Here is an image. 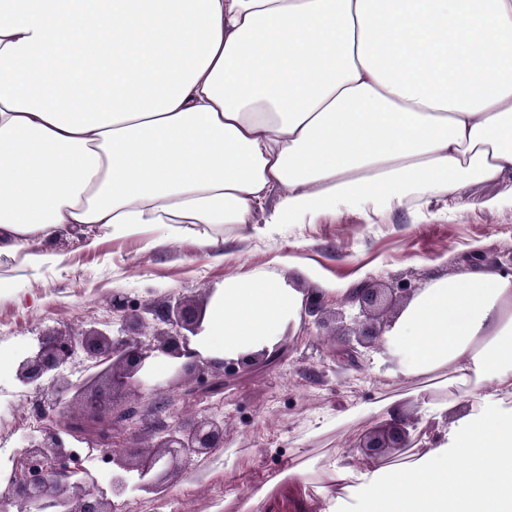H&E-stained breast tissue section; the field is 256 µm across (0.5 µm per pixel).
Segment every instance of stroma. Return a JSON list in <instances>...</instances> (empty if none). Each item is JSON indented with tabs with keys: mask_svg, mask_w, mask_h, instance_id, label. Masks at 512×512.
<instances>
[{
	"mask_svg": "<svg viewBox=\"0 0 512 512\" xmlns=\"http://www.w3.org/2000/svg\"><path fill=\"white\" fill-rule=\"evenodd\" d=\"M427 220L401 210L381 223L344 213L336 220L306 224L268 237H232L229 256L217 262L204 250L177 243L143 252L136 241H106L87 251L70 242L60 266L35 277L0 261V277L25 278L24 289L0 297V349L27 355L36 336L58 329L79 332L101 327L109 317L113 293L156 306L182 297L207 305L226 276L261 268L281 269L280 260L315 267L327 280L381 283L420 290L431 274L455 276L473 256L489 268H512V210H448L432 203ZM338 323L317 328L303 321L289 333L285 359L276 366L228 379L223 395L211 403L224 413V447L196 458L172 486L166 503L131 494L129 512H225L224 499L240 495V484H226L225 474L245 473L248 482L266 480L281 471L289 455L306 449L316 457L350 448L379 426V403L412 390V382L384 373L346 369L331 362L328 348ZM327 362L325 377H307V368ZM34 387L17 380L0 382V448H19L35 436L26 427ZM363 407L356 419L326 434H314L315 414Z\"/></svg>",
	"mask_w": 512,
	"mask_h": 512,
	"instance_id": "35a3bbf8",
	"label": "stroma"
}]
</instances>
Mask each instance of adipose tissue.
<instances>
[{"label":"adipose tissue","instance_id":"1","mask_svg":"<svg viewBox=\"0 0 512 512\" xmlns=\"http://www.w3.org/2000/svg\"><path fill=\"white\" fill-rule=\"evenodd\" d=\"M487 186L484 194L474 193ZM434 201L512 209V0H0V258L262 237ZM306 295L225 277L190 346L279 349ZM394 459L290 457L263 512H512V269L434 276L383 336Z\"/></svg>","mask_w":512,"mask_h":512}]
</instances>
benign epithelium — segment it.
<instances>
[{"label": "benign epithelium", "mask_w": 512, "mask_h": 512, "mask_svg": "<svg viewBox=\"0 0 512 512\" xmlns=\"http://www.w3.org/2000/svg\"><path fill=\"white\" fill-rule=\"evenodd\" d=\"M408 289L381 288L366 284L336 303L335 314L349 317L352 334L338 339L329 352L332 359L358 368L363 350L374 347L390 320L383 312L395 292ZM116 332L93 328L78 333L52 330L36 338L31 352L19 361L16 377L25 386L40 390L51 378L54 397L36 400L40 416L38 435L11 458L12 466L0 491V512H125L131 493L142 492L163 503L173 481L194 458L224 447V413L212 407L177 410L169 397L149 391L150 427L144 428V409L139 393L145 390L149 366L162 353L181 360L178 374L202 375L211 371L202 385L188 391L200 401L224 393L227 365L203 359L188 348L190 336L202 330V310L185 299L162 307L146 304L136 309L123 294L112 297ZM305 313L321 326L328 313L320 296L309 297ZM84 354L87 382H72L63 375ZM285 357L279 349L272 355L232 363V369L250 372L258 366L278 364ZM116 389L134 397L120 407L113 405ZM417 423L404 420L368 432L356 450L370 458L383 459L410 447ZM94 451L112 469L108 485L98 483L86 466Z\"/></svg>", "instance_id": "obj_1"}]
</instances>
